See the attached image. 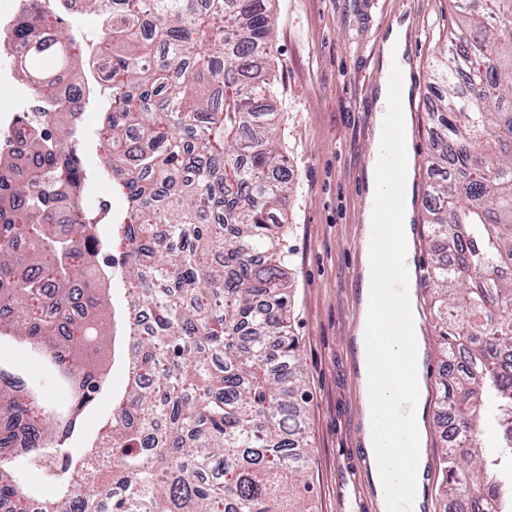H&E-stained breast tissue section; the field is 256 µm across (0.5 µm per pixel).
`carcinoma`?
Wrapping results in <instances>:
<instances>
[{"mask_svg": "<svg viewBox=\"0 0 512 512\" xmlns=\"http://www.w3.org/2000/svg\"><path fill=\"white\" fill-rule=\"evenodd\" d=\"M102 35L92 65L111 106L104 173L125 189L121 271L135 320L130 390L104 416L112 463L62 445L108 372L112 335L95 225L74 144L33 134L28 165L0 150V336L42 354L61 412L0 364V512H309V394L291 334L282 242L292 176L276 116L272 0H87ZM434 61L445 86L426 183L437 344L458 358L439 402L448 512H504L512 443V0H455ZM12 56L48 123L80 109L81 34L24 0ZM44 474L28 492L25 472ZM87 476L85 488L73 485Z\"/></svg>", "mask_w": 512, "mask_h": 512, "instance_id": "cac0c4a2", "label": "carcinoma"}]
</instances>
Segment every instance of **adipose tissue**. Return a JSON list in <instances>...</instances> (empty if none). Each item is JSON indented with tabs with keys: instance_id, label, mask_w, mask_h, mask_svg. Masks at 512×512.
Masks as SVG:
<instances>
[{
	"instance_id": "1",
	"label": "adipose tissue",
	"mask_w": 512,
	"mask_h": 512,
	"mask_svg": "<svg viewBox=\"0 0 512 512\" xmlns=\"http://www.w3.org/2000/svg\"><path fill=\"white\" fill-rule=\"evenodd\" d=\"M408 25L394 24L386 38V53L380 60L381 70H396L404 93H412V65L406 49ZM388 86H378V109L374 116V149L367 166V196L363 212L366 248L362 255L358 305L360 317L354 332L358 384L364 424V452L372 488L380 512H392L400 504L403 512H424L427 481L424 407L426 390L422 381L424 342L421 320L416 307L414 278L413 167L410 153L411 115L404 112L399 122H392L388 111ZM401 146L398 178L394 195L400 204L401 231L394 250L380 243L383 228L377 222L374 199L381 193L377 175L382 169L391 142ZM388 304L401 315L402 333L386 337L396 371L379 379L373 368L374 348L368 332L372 325L369 311ZM405 431L411 436L413 451L385 453L391 433Z\"/></svg>"
}]
</instances>
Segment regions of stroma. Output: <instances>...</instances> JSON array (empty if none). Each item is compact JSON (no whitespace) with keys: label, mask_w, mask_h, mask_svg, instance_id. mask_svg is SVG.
Listing matches in <instances>:
<instances>
[{"label":"stroma","mask_w":512,"mask_h":512,"mask_svg":"<svg viewBox=\"0 0 512 512\" xmlns=\"http://www.w3.org/2000/svg\"><path fill=\"white\" fill-rule=\"evenodd\" d=\"M275 53L271 61L278 91L264 102L278 112L283 147L293 173L286 211L285 270L291 286L290 324L299 339L306 377L308 440L312 448L307 478L313 512H378L363 463L362 421L355 353L350 336L358 308L362 254L361 214L366 193V159L373 147L376 93L381 77L380 45L394 23L409 21L412 37L413 183L428 180L425 156L433 135V108L443 87L431 72L437 48L455 18L452 0H274ZM106 100L92 92L82 117L76 148L89 176L85 206L107 199L124 216L127 199L103 179L104 150L96 136ZM426 347L423 378L429 403L425 417L428 448L427 512H440L442 451L434 400L441 391V360L434 346L431 290L415 281ZM112 342L101 359L108 366L109 391L87 413L85 433L67 444L82 453L127 384L131 317L123 289L112 291ZM0 361L15 365L38 391L59 400L54 373L24 347L0 343Z\"/></svg>","instance_id":"35a3bbf8"}]
</instances>
